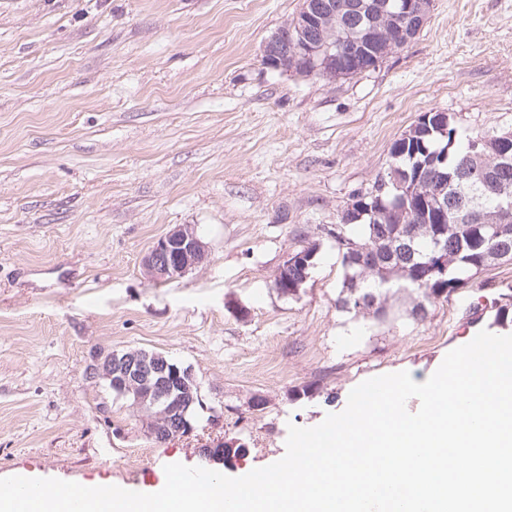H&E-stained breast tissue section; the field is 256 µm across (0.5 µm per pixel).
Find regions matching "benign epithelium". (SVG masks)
<instances>
[{"mask_svg":"<svg viewBox=\"0 0 512 512\" xmlns=\"http://www.w3.org/2000/svg\"><path fill=\"white\" fill-rule=\"evenodd\" d=\"M303 6L293 19L278 29L268 40L263 62L272 69L288 71V40L300 35L303 44L293 51V62L307 67L312 74L336 79V65L355 60L359 50L371 41L374 29L390 26L405 31V21L424 24L433 0H404L401 10L392 12L385 4H377L375 12L367 16L357 39L342 48L336 47L334 36L320 35V42H310L305 35L324 29L323 22L335 18L345 6L327 4L319 0H302ZM501 147L494 156L500 166L512 164V133L500 138ZM477 195H462L465 207L455 218L458 224H507L512 221V200L503 198L497 213L486 214L476 203ZM207 257L206 246L192 224H182L160 238L145 256L144 268L153 280H171L200 265ZM87 376L101 379L121 397L132 401L146 423L149 433L157 440L191 435L195 427L186 414L199 395L200 386L191 371L174 363L162 354L129 350L109 354L88 367Z\"/></svg>","mask_w":512,"mask_h":512,"instance_id":"1","label":"benign epithelium"}]
</instances>
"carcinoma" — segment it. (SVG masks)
Segmentation results:
<instances>
[{
    "label": "carcinoma",
    "instance_id": "carcinoma-1",
    "mask_svg": "<svg viewBox=\"0 0 512 512\" xmlns=\"http://www.w3.org/2000/svg\"><path fill=\"white\" fill-rule=\"evenodd\" d=\"M394 40L389 31L376 34L358 62L346 67L339 77L350 78L376 67L386 57L388 42ZM496 136V132L470 133L450 119L445 133L434 130L415 144L402 136L392 143L390 166L408 171L415 185L412 210H405L401 192L391 183L383 191L377 187L356 196L354 210L344 211L336 234L345 272L339 298L342 307L368 308L391 289L401 287L421 296L414 312L424 319L428 304L466 285L479 270L496 261L500 248L512 251V224L504 225L507 237L490 241L484 238L481 224L439 220L430 202L440 182L433 175H417L421 166L445 155L442 171L452 174L463 166L470 175L467 183L479 186L490 180L512 195V165L491 169L483 158L485 141L492 142ZM438 225L444 229L439 248L446 257L442 265L432 261L431 245ZM381 233L387 243L371 256H364V249ZM312 264L310 260L305 268L289 270L286 284L273 279L272 288L282 295L295 294L305 285Z\"/></svg>",
    "mask_w": 512,
    "mask_h": 512
}]
</instances>
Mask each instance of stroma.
Masks as SVG:
<instances>
[{"instance_id":"stroma-1","label":"stroma","mask_w":512,"mask_h":512,"mask_svg":"<svg viewBox=\"0 0 512 512\" xmlns=\"http://www.w3.org/2000/svg\"><path fill=\"white\" fill-rule=\"evenodd\" d=\"M301 0H0V478L147 490L172 463L240 477L280 460L289 426L342 412L375 376L423 382L512 301V261L435 300L348 310L336 226L392 143L442 111L512 132V0H434L414 40L333 82L266 67ZM179 224L200 266L151 281ZM313 249L293 296L272 279ZM138 349L190 368L195 431L158 442L88 378ZM266 401L250 408L253 397ZM227 442L237 462L205 459Z\"/></svg>"}]
</instances>
